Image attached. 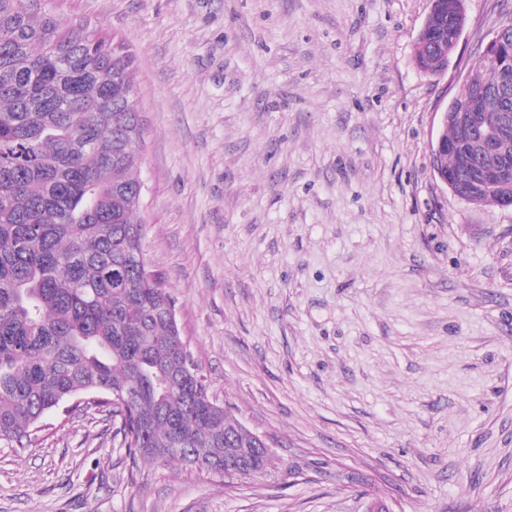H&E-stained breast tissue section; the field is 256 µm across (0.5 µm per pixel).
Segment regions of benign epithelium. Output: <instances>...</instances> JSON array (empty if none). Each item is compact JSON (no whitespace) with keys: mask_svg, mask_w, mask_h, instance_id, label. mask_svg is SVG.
<instances>
[{"mask_svg":"<svg viewBox=\"0 0 512 512\" xmlns=\"http://www.w3.org/2000/svg\"><path fill=\"white\" fill-rule=\"evenodd\" d=\"M464 2H457V12L450 30L452 45H457L465 26ZM512 42V22L502 21L492 38L485 44L478 62L485 65L493 76L489 90L470 95L467 84H462L450 101L455 112L441 113L442 129L448 128V118H453L459 129V139L451 142L439 135L432 153L439 180L455 196H460L455 177L445 170L444 156L457 153L461 156L467 183L476 191H494L498 194V205L512 208V159L504 156L494 167H486L475 162V157L496 149L499 139L512 134V55L505 47ZM498 102V111L491 122L479 121V113L484 111L489 96Z\"/></svg>","mask_w":512,"mask_h":512,"instance_id":"7a95c632","label":"benign epithelium"}]
</instances>
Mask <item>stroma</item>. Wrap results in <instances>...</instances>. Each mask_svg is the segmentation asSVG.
<instances>
[{"label":"stroma","instance_id":"stroma-1","mask_svg":"<svg viewBox=\"0 0 512 512\" xmlns=\"http://www.w3.org/2000/svg\"><path fill=\"white\" fill-rule=\"evenodd\" d=\"M135 57L144 255L209 390L276 457L224 477L132 461L98 410L0 444V512H512V208L432 164L512 0H52Z\"/></svg>","mask_w":512,"mask_h":512}]
</instances>
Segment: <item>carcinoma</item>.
<instances>
[{
	"instance_id": "cac0c4a2",
	"label": "carcinoma",
	"mask_w": 512,
	"mask_h": 512,
	"mask_svg": "<svg viewBox=\"0 0 512 512\" xmlns=\"http://www.w3.org/2000/svg\"><path fill=\"white\" fill-rule=\"evenodd\" d=\"M445 50L421 51L442 70ZM134 54L73 29L49 0H0V444L28 448L44 418L105 409L132 459L224 474L255 437L209 392L174 298L147 270L126 147L142 128ZM512 157V135L493 166ZM195 371V385L173 381Z\"/></svg>"
}]
</instances>
